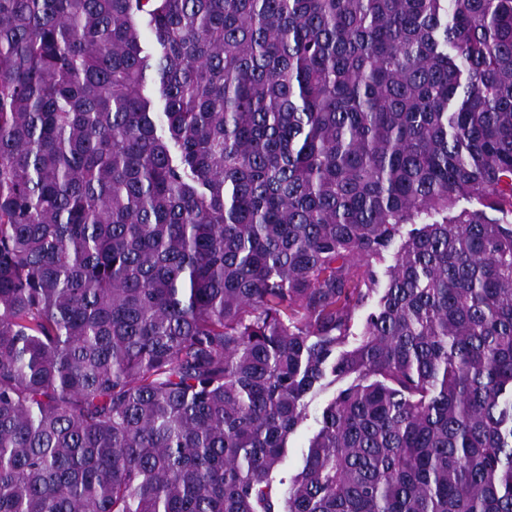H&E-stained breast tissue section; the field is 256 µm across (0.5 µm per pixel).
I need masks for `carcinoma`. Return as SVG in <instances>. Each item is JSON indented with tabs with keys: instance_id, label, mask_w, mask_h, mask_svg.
I'll use <instances>...</instances> for the list:
<instances>
[{
	"instance_id": "cac0c4a2",
	"label": "carcinoma",
	"mask_w": 512,
	"mask_h": 512,
	"mask_svg": "<svg viewBox=\"0 0 512 512\" xmlns=\"http://www.w3.org/2000/svg\"><path fill=\"white\" fill-rule=\"evenodd\" d=\"M0 512H512V0H0ZM352 379L336 380L333 385L316 388L304 399L306 403V419L291 437V448L282 469L288 475L301 469L303 457L307 452L309 440L320 427L322 410L328 401L344 389Z\"/></svg>"
}]
</instances>
